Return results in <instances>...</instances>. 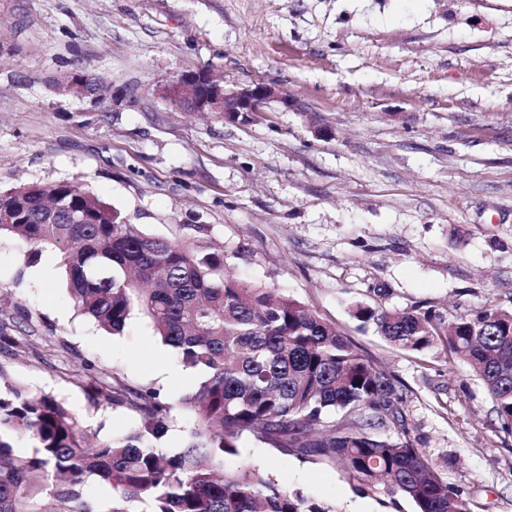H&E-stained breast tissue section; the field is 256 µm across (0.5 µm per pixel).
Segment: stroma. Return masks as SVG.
<instances>
[{"label": "stroma", "instance_id": "obj_1", "mask_svg": "<svg viewBox=\"0 0 512 512\" xmlns=\"http://www.w3.org/2000/svg\"><path fill=\"white\" fill-rule=\"evenodd\" d=\"M263 81L302 104L248 125L185 112L158 88L192 69ZM101 78L110 105L58 93ZM331 134L321 137L309 116ZM75 183L146 234L219 245L229 271L285 290L395 377L415 444L464 488L473 512H512V433L481 382L439 350L414 358L350 314L352 303L432 309L453 321L512 306V0H0V190ZM0 240V372L46 393L98 439L139 418L92 405L90 374L120 373L170 406L159 445L179 452L178 364L151 321L122 334L75 307L53 250L20 284ZM24 326L33 349L14 345ZM227 468L268 470L337 512H415L357 494L332 462L243 441Z\"/></svg>", "mask_w": 512, "mask_h": 512}]
</instances>
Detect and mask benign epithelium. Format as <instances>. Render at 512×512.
I'll return each instance as SVG.
<instances>
[{
  "label": "benign epithelium",
  "mask_w": 512,
  "mask_h": 512,
  "mask_svg": "<svg viewBox=\"0 0 512 512\" xmlns=\"http://www.w3.org/2000/svg\"><path fill=\"white\" fill-rule=\"evenodd\" d=\"M173 105L186 112H222L224 119L237 124H249L277 102L283 111L299 110L298 102L283 96L271 84L256 82L227 88L201 77L199 71H187L166 84Z\"/></svg>",
  "instance_id": "obj_1"
}]
</instances>
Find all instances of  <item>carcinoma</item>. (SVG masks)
<instances>
[{"label":"carcinoma","mask_w":512,"mask_h":512,"mask_svg":"<svg viewBox=\"0 0 512 512\" xmlns=\"http://www.w3.org/2000/svg\"><path fill=\"white\" fill-rule=\"evenodd\" d=\"M77 212L81 224L67 220ZM23 250L24 269L53 249L84 314L114 335L139 311L182 365L205 374L183 398L192 427L182 451L160 440L169 406L119 375L98 379L91 398L139 416L141 425L100 441L60 402L7 385L0 394V512H335L327 501L280 485L263 469H228L252 438L284 454L337 463L361 489L382 486L416 512H472L414 444L393 376L358 352L301 302L250 285L224 269V251L199 250L136 231L110 204L73 183L23 184L0 191V237ZM350 313L395 348H439L462 362L512 433V308L492 305L448 324L431 311L356 303ZM357 414L354 425L332 415ZM24 439L32 451L18 449ZM107 487L99 508L89 478Z\"/></svg>","instance_id":"1"}]
</instances>
